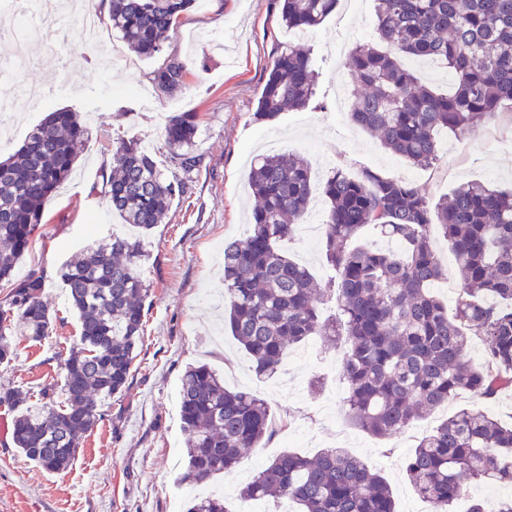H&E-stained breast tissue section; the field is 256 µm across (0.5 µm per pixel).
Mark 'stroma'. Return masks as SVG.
Here are the masks:
<instances>
[{
  "label": "stroma",
  "mask_w": 512,
  "mask_h": 512,
  "mask_svg": "<svg viewBox=\"0 0 512 512\" xmlns=\"http://www.w3.org/2000/svg\"><path fill=\"white\" fill-rule=\"evenodd\" d=\"M376 0H339L336 11L309 30L282 26L272 0H195L178 19L162 55L132 52L107 24L98 41L85 46L82 23L72 18L68 42L77 53L62 61L60 49L39 48L24 81L52 89L47 107L27 99L14 102L16 122L0 161L23 144L47 111L78 112L89 131L86 148L71 176L46 201L39 235L14 272L47 276L43 298L56 317L52 335L35 343L16 336L17 357L0 366V383L38 399L60 384L64 362L78 336L77 315L56 276L83 248L109 235L135 229L112 213L98 187L117 142L137 139L151 150L165 173H174L164 141L172 102L198 115L195 152L200 164L185 177L186 190L174 199L162 224L145 237L148 260L141 275L151 290L145 304L142 347L126 389L106 400L102 420L87 435L74 464L59 473L35 467L0 439V512H187L192 495L180 480L186 435L180 420L181 377L186 367L209 365L230 388H245L264 399L279 424L264 447L239 467L215 478L229 507H238L245 477L284 451L290 432H301L302 455L341 448L380 469L389 481L397 512H428L409 483L407 456L422 435L449 414L436 409L394 440L376 438L350 424L341 355L315 336L291 348L279 371L256 377L244 351L223 330L224 248L244 240L255 206L249 188L254 159L267 142L277 152L303 156L314 184L346 167L351 176L369 168L413 183L438 200L464 182L512 186V106L471 134L441 132L439 161L430 168L408 163L336 111L339 94L360 91L349 80L342 47L376 42ZM284 43L310 47L322 67L318 98L307 108L264 122L254 112ZM187 68L183 89L168 98L152 82L166 57Z\"/></svg>",
  "instance_id": "1"
}]
</instances>
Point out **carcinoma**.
Wrapping results in <instances>:
<instances>
[{"label":"carcinoma","instance_id":"carcinoma-1","mask_svg":"<svg viewBox=\"0 0 512 512\" xmlns=\"http://www.w3.org/2000/svg\"><path fill=\"white\" fill-rule=\"evenodd\" d=\"M194 0H110L107 24L137 54L153 57L173 37L177 19ZM282 24L319 26L338 0H276ZM377 32L393 52L359 45L345 61L365 88L351 103V120L377 135L409 163L439 161L440 130L476 131L512 101V0H378ZM414 56L443 62L454 87L438 94L402 64ZM186 66L167 58L153 71L161 93L182 89ZM320 77L311 49L277 48L256 118L307 108ZM197 113L178 112L165 124L171 162L188 173ZM87 129L78 113L59 109L0 161V285L11 287L0 306V365L15 358L8 337L20 321L39 342L55 325L43 302L44 274L12 280L42 224L43 205L71 175ZM250 188L257 205L243 242L224 248V322L249 355L255 374L273 375L288 350L311 336L342 350L347 417L370 434L400 435L432 411L467 394L476 403L512 388V190L482 182L457 187L438 202L405 180L365 170L352 178L331 170L322 185L328 202L323 255L336 278L319 287L309 268L279 251L307 212L314 185L299 155H266L254 162ZM183 179L167 176L140 142L112 148L101 194L123 221L149 233L166 218ZM367 225L396 244L387 250L353 248ZM448 243L461 272L453 309L433 293L444 270L434 234ZM141 238L112 236L67 260L58 271L79 322V337L64 363L63 383L42 392L40 406L0 385V405L15 412L18 451L51 473L69 468L83 438L101 418L102 402L126 387L142 343L149 288L140 268ZM337 296L338 320L320 317L326 295ZM483 344L474 362L473 341ZM62 401H57L56 396ZM186 458L180 480L204 483L235 468L260 448L275 425L268 404L252 392L224 386L207 365L181 378ZM406 476L431 512H450L471 481L512 486V425L473 405L455 410L423 436L407 458ZM284 499L296 512H397L381 471L341 449L314 456L282 452L257 469L239 492L242 503ZM188 512H231L224 498H195Z\"/></svg>","mask_w":512,"mask_h":512}]
</instances>
